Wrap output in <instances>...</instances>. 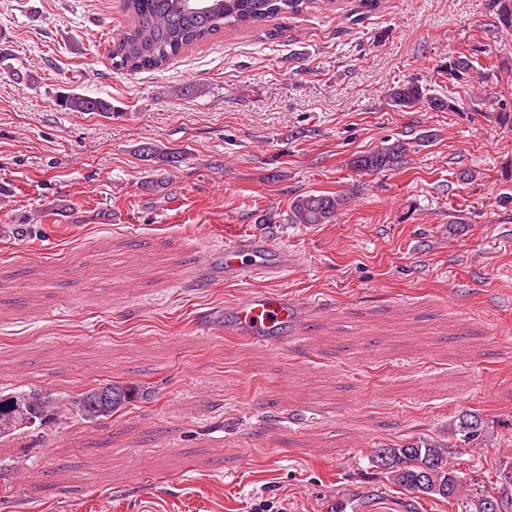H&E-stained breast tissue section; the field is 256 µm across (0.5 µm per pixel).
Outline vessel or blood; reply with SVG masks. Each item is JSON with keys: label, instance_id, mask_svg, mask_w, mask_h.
Listing matches in <instances>:
<instances>
[{"label": "vessel or blood", "instance_id": "obj_1", "mask_svg": "<svg viewBox=\"0 0 512 512\" xmlns=\"http://www.w3.org/2000/svg\"><path fill=\"white\" fill-rule=\"evenodd\" d=\"M294 257L287 249L276 247L267 237L241 234L224 245V278L243 286L230 314L207 317L211 328L246 341L281 346L288 342V330L301 317L302 306L283 294L254 291L250 282L288 270Z\"/></svg>", "mask_w": 512, "mask_h": 512}]
</instances>
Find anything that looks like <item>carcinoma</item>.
<instances>
[{
	"instance_id": "1",
	"label": "carcinoma",
	"mask_w": 512,
	"mask_h": 512,
	"mask_svg": "<svg viewBox=\"0 0 512 512\" xmlns=\"http://www.w3.org/2000/svg\"><path fill=\"white\" fill-rule=\"evenodd\" d=\"M317 0H122L128 25L110 47L112 68L137 73L157 69L178 56L186 47L217 35L224 29L249 28L281 15H299ZM498 19L502 29L512 30V0H497ZM451 80L468 82L486 80L488 73L478 69L470 56L462 53L448 60ZM393 107L401 110L426 104L432 109H447L451 104L438 95L428 93L425 86L407 83L391 90ZM62 105L73 112L111 111L102 99L71 94ZM405 144L396 142L352 161L361 171L390 170L402 162ZM342 195L306 193L294 198L289 220L293 224H328L336 219L344 206ZM149 395L146 389L123 381H110L88 388L74 396L79 415L87 422L108 420L135 399ZM19 403L37 421L41 430L59 420V399L32 388H15L0 402ZM458 440L470 448H481L486 442L482 419L472 413L458 415ZM371 466L384 471L393 484L418 496L459 500L465 474L451 466L447 446L427 439L376 448L367 456Z\"/></svg>"
}]
</instances>
